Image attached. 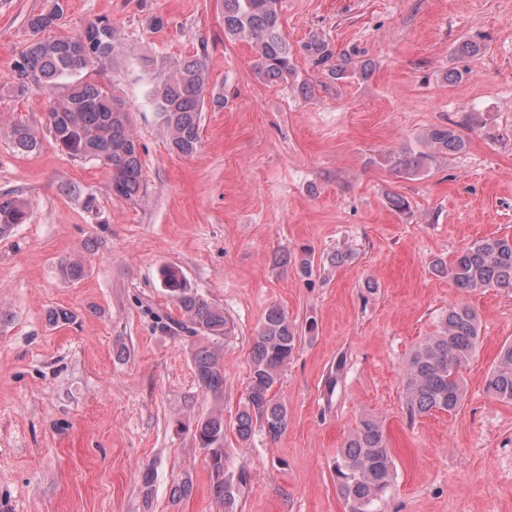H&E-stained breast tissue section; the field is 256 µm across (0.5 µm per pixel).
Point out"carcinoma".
Segmentation results:
<instances>
[{
    "instance_id": "carcinoma-1",
    "label": "carcinoma",
    "mask_w": 512,
    "mask_h": 512,
    "mask_svg": "<svg viewBox=\"0 0 512 512\" xmlns=\"http://www.w3.org/2000/svg\"><path fill=\"white\" fill-rule=\"evenodd\" d=\"M63 15V0H45L42 9L29 16L31 38L15 63L16 91L63 88L50 103L47 118L56 147L72 159L107 166L112 194L136 199L143 191L142 162L128 108L112 90L82 77L88 67L111 62L122 47V38L112 22L103 18L88 22L74 36L46 35ZM224 34L252 45L253 68L265 80L278 82L293 74V53L280 32V0H224ZM301 50L312 67L331 81L367 78L372 72L370 61L353 62L320 35L309 36ZM26 75L33 76L35 84H27ZM206 95L205 61L197 54L152 70L149 99L167 126L172 150L179 155L191 156L198 150ZM11 133L21 153H32L40 145L37 133L25 125L13 126ZM421 141L425 149L390 152L382 162L398 174L415 176L428 170L435 158L461 154L468 147V139L454 122L429 129ZM26 219L23 200L0 194V237ZM435 271L466 293L512 288V237L480 239L452 261L437 262ZM161 276L164 288L180 308L181 328L210 341L196 349L193 363L202 389L219 399L224 394V359L212 341L231 335L233 324L224 308L188 287L179 270L166 266ZM300 343L298 329L286 312L270 307L253 342L247 395L233 422L240 439L250 438L256 421L263 423L272 437L287 427L288 408L275 397L274 388ZM480 343L476 311L463 300L451 305L435 333L417 345L405 366L410 418L434 411L456 412L463 400L461 369L473 359ZM486 390L499 401L512 402L511 342L501 346L487 376ZM224 432V413L219 407L194 426L199 447L212 451L208 460L214 498L224 512H238L246 481L244 471L236 473L227 463ZM332 468L347 512H380L379 503L394 479V461L381 420L370 414L361 417L337 451Z\"/></svg>"
}]
</instances>
